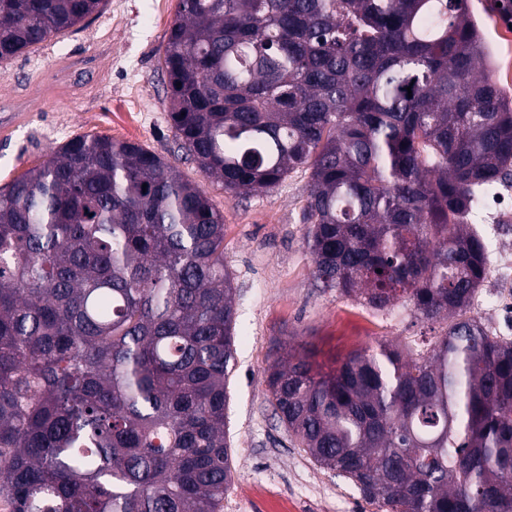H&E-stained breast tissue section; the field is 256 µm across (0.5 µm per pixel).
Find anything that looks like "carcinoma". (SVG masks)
<instances>
[{
	"label": "carcinoma",
	"instance_id": "carcinoma-1",
	"mask_svg": "<svg viewBox=\"0 0 512 512\" xmlns=\"http://www.w3.org/2000/svg\"><path fill=\"white\" fill-rule=\"evenodd\" d=\"M103 4L0 0V62ZM159 62L179 148L226 193L310 172L318 287L445 324L417 354L275 360L298 447L382 512H512V340L471 314L469 223L512 176V100L467 0H179ZM236 292L223 213L138 144L80 136L0 189L12 512H223Z\"/></svg>",
	"mask_w": 512,
	"mask_h": 512
}]
</instances>
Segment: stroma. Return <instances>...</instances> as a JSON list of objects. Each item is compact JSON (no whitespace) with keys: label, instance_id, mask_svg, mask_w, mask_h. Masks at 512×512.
Segmentation results:
<instances>
[{"label":"stroma","instance_id":"stroma-1","mask_svg":"<svg viewBox=\"0 0 512 512\" xmlns=\"http://www.w3.org/2000/svg\"><path fill=\"white\" fill-rule=\"evenodd\" d=\"M154 3L107 0L99 14L0 63V104L19 98L32 74L51 75L58 59L86 64L76 74L80 92L29 100L27 122L0 131V188L87 134L139 143L201 186L224 214V263L237 287V363L226 410L236 472L224 512H376L347 479L298 448L266 398L267 370L288 350H309L315 365L327 370L382 341L429 348L435 333L404 303L377 311L317 287L301 221L307 171L290 173L270 190L232 196L184 158L159 67L179 0H166L160 14ZM496 294L512 296V281L492 273L472 312L490 331L512 338V314L489 305Z\"/></svg>","mask_w":512,"mask_h":512}]
</instances>
